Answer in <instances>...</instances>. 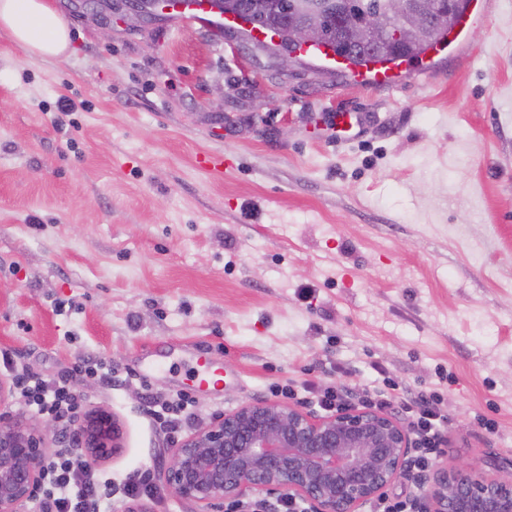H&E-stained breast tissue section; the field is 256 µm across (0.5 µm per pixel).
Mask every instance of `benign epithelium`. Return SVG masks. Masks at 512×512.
I'll list each match as a JSON object with an SVG mask.
<instances>
[{
  "label": "benign epithelium",
  "mask_w": 512,
  "mask_h": 512,
  "mask_svg": "<svg viewBox=\"0 0 512 512\" xmlns=\"http://www.w3.org/2000/svg\"><path fill=\"white\" fill-rule=\"evenodd\" d=\"M272 16L292 15L290 37L311 45L323 17L340 16L336 33L367 45L394 44L448 25L449 0H387L383 10H360L354 0H262ZM51 428L0 412V512H25L35 498L49 453ZM71 448L97 461L120 448V428L104 410L74 416ZM410 437L393 416L349 408L316 418L280 402L245 403L196 429L171 450L152 478L211 512L250 494L285 495L312 512H359L399 479L415 474L406 460ZM425 512H512V460L489 473L476 462L441 467L427 490Z\"/></svg>",
  "instance_id": "benign-epithelium-1"
}]
</instances>
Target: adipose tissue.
<instances>
[{
    "label": "adipose tissue",
    "instance_id": "1",
    "mask_svg": "<svg viewBox=\"0 0 512 512\" xmlns=\"http://www.w3.org/2000/svg\"><path fill=\"white\" fill-rule=\"evenodd\" d=\"M0 31L45 60L62 59L70 44L69 30L48 0H0Z\"/></svg>",
    "mask_w": 512,
    "mask_h": 512
}]
</instances>
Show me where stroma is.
<instances>
[{
	"instance_id": "1",
	"label": "stroma",
	"mask_w": 512,
	"mask_h": 512,
	"mask_svg": "<svg viewBox=\"0 0 512 512\" xmlns=\"http://www.w3.org/2000/svg\"><path fill=\"white\" fill-rule=\"evenodd\" d=\"M49 2L67 58L0 33V381L111 413L116 484L243 403L319 417L321 390L387 382L442 395L433 466L512 460V0L390 89L165 16L107 40ZM182 394V425L153 422Z\"/></svg>"
}]
</instances>
